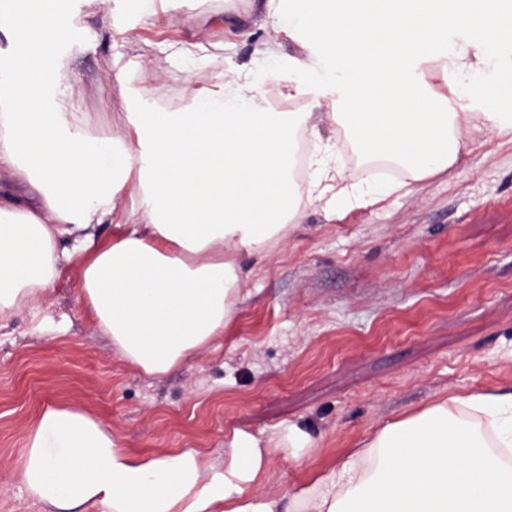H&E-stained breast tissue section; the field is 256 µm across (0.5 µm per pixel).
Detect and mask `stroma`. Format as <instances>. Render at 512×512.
Instances as JSON below:
<instances>
[{"label": "stroma", "mask_w": 512, "mask_h": 512, "mask_svg": "<svg viewBox=\"0 0 512 512\" xmlns=\"http://www.w3.org/2000/svg\"><path fill=\"white\" fill-rule=\"evenodd\" d=\"M67 10L59 56L104 132L152 87L179 109L188 86L223 89L275 35L261 0L250 10L199 0L202 25L177 0H68ZM76 286L68 272L41 309L66 334L35 331L25 310L0 335V512H47L17 467L51 405L83 407L134 454L196 448L217 462L234 431L265 440L298 425L316 448L299 464L275 455L265 486L297 489L389 421L451 393L512 388V131L473 133L448 170L382 202L331 218L308 206L255 264L223 337L168 375L127 367Z\"/></svg>", "instance_id": "stroma-1"}]
</instances>
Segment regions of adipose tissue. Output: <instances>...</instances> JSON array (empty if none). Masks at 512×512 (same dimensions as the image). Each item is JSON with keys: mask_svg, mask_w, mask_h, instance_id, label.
<instances>
[{"mask_svg": "<svg viewBox=\"0 0 512 512\" xmlns=\"http://www.w3.org/2000/svg\"><path fill=\"white\" fill-rule=\"evenodd\" d=\"M276 39L265 70L223 93L191 88L178 110L149 105L101 133L54 52L70 26L48 0H23L0 50V330L38 315L70 265L97 328L132 369L164 376L232 321L244 261L266 258L308 205L374 204L448 168L467 134L512 100L495 82L512 19L453 0H265ZM301 53H284L281 38ZM309 85L337 88L328 117L401 180L367 191L337 163L311 113L270 107ZM488 85L480 112L450 99ZM112 224L102 239L97 228ZM316 442L296 425L267 441L234 432L215 464L195 449L131 454L79 406L46 408L28 430L19 477L52 512H512V390L450 395L385 424L307 485L264 492L272 457Z\"/></svg>", "mask_w": 512, "mask_h": 512, "instance_id": "adipose-tissue-1", "label": "adipose tissue"}]
</instances>
